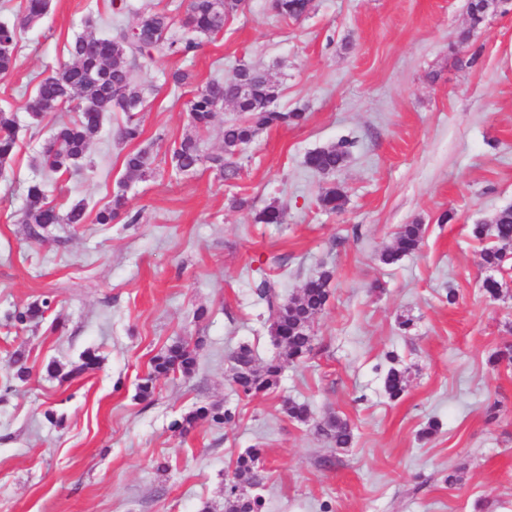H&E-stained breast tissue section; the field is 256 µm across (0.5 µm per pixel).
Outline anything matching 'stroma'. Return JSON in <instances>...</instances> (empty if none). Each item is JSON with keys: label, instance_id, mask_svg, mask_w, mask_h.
Here are the masks:
<instances>
[{"label": "stroma", "instance_id": "1", "mask_svg": "<svg viewBox=\"0 0 512 512\" xmlns=\"http://www.w3.org/2000/svg\"><path fill=\"white\" fill-rule=\"evenodd\" d=\"M146 4L179 23L188 0H51L0 76V108L19 127L0 171V512H224V485L253 447L263 451L266 512H512V361L488 362L512 347V271L497 274L502 298L487 299L482 245L468 236L512 207V13L474 30L467 0H312L297 21L271 0H242L193 57L139 74L138 144L117 137L123 113H105L79 168L49 185L59 206L84 201L86 222L30 238L25 190L60 117L36 122L24 105L68 63L85 17L107 35L134 25ZM467 29L468 47L452 51ZM242 62L279 80V108L305 109L306 124L260 133L237 179L204 164L174 175L192 87ZM176 69L191 73V88L172 91ZM345 136L356 145L334 175L306 168L308 152ZM138 145L156 156L154 172L126 189L138 223H96ZM333 185L346 196L336 213L318 202ZM235 197L244 207L231 206ZM268 205L282 223H253L252 210ZM412 222L425 228L420 251L380 262ZM325 267L332 294L312 352L285 364L269 393L237 392L239 346L260 364L282 351L256 286L275 282L288 298ZM46 298L57 330L14 327V310ZM178 342L197 344L195 372L159 378L141 398L152 359ZM87 350L98 367L71 376ZM19 353L31 371L24 383L7 369ZM393 364L408 372L395 402L383 387ZM287 399L308 404L312 423L291 419ZM200 406L234 418L171 430ZM330 416L352 424L350 447L317 432ZM432 420L438 433L420 438ZM456 471L461 481L448 484Z\"/></svg>", "mask_w": 512, "mask_h": 512}]
</instances>
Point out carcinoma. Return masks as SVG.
Wrapping results in <instances>:
<instances>
[{"mask_svg": "<svg viewBox=\"0 0 512 512\" xmlns=\"http://www.w3.org/2000/svg\"><path fill=\"white\" fill-rule=\"evenodd\" d=\"M240 0H190L183 31L175 28L174 19L166 12L143 8L136 24L129 30L119 29L110 38H99L91 33L74 37L67 46L70 62L60 74L49 75L39 81L34 95L25 104V110L35 121L50 112H72L74 116L60 123L49 142L40 152L39 167L42 176L31 180L26 187V216L29 236L38 239L51 224H81L85 220V206L76 203L62 212L48 201L47 184L71 171L84 157L89 143L97 136L102 113L118 109L124 112L119 137L126 143L139 140L143 134L139 116L143 95L137 75L171 56L187 57L201 45V39L213 38L224 30V18L239 8ZM311 0H272V8L284 19L298 20L310 10ZM50 0H25V15L21 26L39 22L48 13ZM20 42V29L15 25L0 24V74L13 70ZM280 94L278 82L267 73L247 63L239 64L232 74L213 78L198 88L187 102V123L192 133L174 147L172 168L182 174L194 171L201 162L209 163L223 180L239 176L241 166L234 158L263 131L278 126H300L308 120L303 109L278 111L272 108ZM234 105L243 118L224 125L223 151L201 154L200 135L213 125L216 112L224 104ZM356 140L343 137L338 142L317 148L305 157V165L314 173L328 176L339 170L351 154ZM17 148L16 114L0 109V169L11 160ZM156 157L148 148H139L124 157L126 179L119 182L110 204L99 210L95 221L110 224L124 215L126 223L139 222V214L126 211L125 188L127 180L142 178L153 170ZM322 208L339 211L345 204L343 190L334 185L319 196ZM256 224L282 223L280 208L269 205L253 216ZM472 237L483 242L487 236L493 244L482 249L486 268L499 271L504 265L507 248L512 246V208L499 211L493 225L478 223L471 227ZM424 237L421 224H402L396 232L393 249L380 255V260L391 264L420 249ZM334 272L321 269L302 285L300 294L282 299L273 286L263 280L256 294L271 313L269 333L281 346L291 363L299 362L311 351L312 324L324 310L329 299V287ZM49 310L48 301L32 303L13 315L14 323L26 325L44 321ZM232 380L245 396L264 393L278 384L282 371L280 360L256 365L252 351L241 346L232 355ZM197 363V348L184 344L171 346L165 354L156 357L151 371L138 385L139 395L147 397L161 376L179 374L190 377ZM407 387V371L392 366L384 378V391L391 400L400 398ZM210 418L216 424H225L234 418L226 409L201 407L172 423L171 428L181 434L188 432L200 418ZM319 432L337 448H347L352 442L350 423L331 416L318 424ZM266 476L262 468L261 451L249 448L235 462L232 478L225 484L224 512H264L265 498L261 490Z\"/></svg>", "mask_w": 512, "mask_h": 512, "instance_id": "1", "label": "carcinoma"}]
</instances>
